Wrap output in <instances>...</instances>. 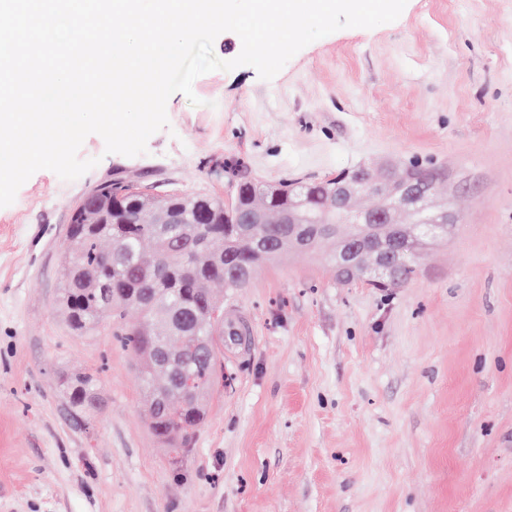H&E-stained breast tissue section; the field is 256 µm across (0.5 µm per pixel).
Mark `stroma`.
I'll return each mask as SVG.
<instances>
[{
	"label": "stroma",
	"instance_id": "1",
	"mask_svg": "<svg viewBox=\"0 0 512 512\" xmlns=\"http://www.w3.org/2000/svg\"><path fill=\"white\" fill-rule=\"evenodd\" d=\"M167 101L146 154L101 136L67 181L0 207V512H512V0H407L400 17ZM416 160L463 216L416 277L342 282L332 243L224 293L250 325L182 454L150 429L139 355L57 307L71 212L98 184L231 201L241 178L320 180ZM94 375L75 412L66 381Z\"/></svg>",
	"mask_w": 512,
	"mask_h": 512
}]
</instances>
